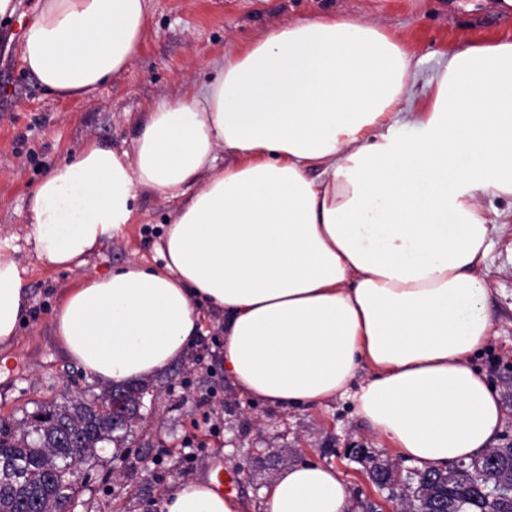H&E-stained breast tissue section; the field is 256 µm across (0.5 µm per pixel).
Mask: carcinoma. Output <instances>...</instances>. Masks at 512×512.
<instances>
[{"label": "carcinoma", "instance_id": "1", "mask_svg": "<svg viewBox=\"0 0 512 512\" xmlns=\"http://www.w3.org/2000/svg\"><path fill=\"white\" fill-rule=\"evenodd\" d=\"M37 405L29 429L0 424V512H55L76 493L80 465L129 430L112 423V392ZM397 512H512V444L466 464L412 470L385 487Z\"/></svg>", "mask_w": 512, "mask_h": 512}]
</instances>
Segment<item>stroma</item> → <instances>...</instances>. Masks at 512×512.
<instances>
[{
	"label": "stroma",
	"instance_id": "1",
	"mask_svg": "<svg viewBox=\"0 0 512 512\" xmlns=\"http://www.w3.org/2000/svg\"><path fill=\"white\" fill-rule=\"evenodd\" d=\"M0 21V231L19 238L30 308L18 336L0 344V422L19 423L38 404L93 397L102 386L57 344L56 306L84 278L131 260L153 261L174 199L143 194L132 224L105 242L85 266L54 268L36 258L24 238L27 202L53 166L85 144L133 151L143 112L181 94L182 78L208 81L225 53L251 44L283 23L330 14L368 20L396 36L413 55L418 98L431 97L448 54L462 44L512 39V12L497 0H150L148 30L127 68L90 99H60L25 67L21 49L37 0H16ZM488 216L501 222L482 273L489 288L491 339L475 364L499 395L504 411L496 444L512 443V198L485 197ZM203 334L186 357L146 380L140 419L125 447L107 445L83 464L74 512H160L179 482L205 480L215 471L235 476L245 512H259L264 490L278 471L304 460L344 473L352 512H395L386 492L371 483L350 447L390 456V449L336 401L282 412L242 397L224 374L223 326L203 311Z\"/></svg>",
	"mask_w": 512,
	"mask_h": 512
}]
</instances>
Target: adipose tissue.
Masks as SVG:
<instances>
[{
	"label": "adipose tissue",
	"instance_id": "ef3b65f1",
	"mask_svg": "<svg viewBox=\"0 0 512 512\" xmlns=\"http://www.w3.org/2000/svg\"><path fill=\"white\" fill-rule=\"evenodd\" d=\"M148 2L41 0L26 68L59 98L90 99L141 45ZM213 69L145 113L134 152L89 143L33 191L26 239L65 269L133 223L140 192L181 201L161 264L63 293L66 354L107 385L160 375L201 336L203 304L223 317L224 372L242 395L284 412L348 401L425 470L488 449L503 408L472 365L492 325L481 199L512 197V41L450 52L419 104L411 53L369 21H291ZM17 252L0 236L1 344L29 307ZM262 506L349 512L348 483L293 464ZM161 512L243 506L192 481Z\"/></svg>",
	"mask_w": 512,
	"mask_h": 512
}]
</instances>
